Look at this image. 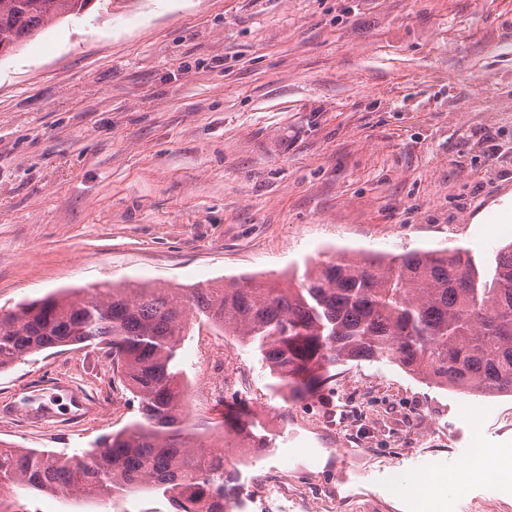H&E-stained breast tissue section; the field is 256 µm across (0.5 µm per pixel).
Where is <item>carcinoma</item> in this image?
<instances>
[{
  "mask_svg": "<svg viewBox=\"0 0 512 512\" xmlns=\"http://www.w3.org/2000/svg\"><path fill=\"white\" fill-rule=\"evenodd\" d=\"M93 0H0V56ZM197 319L257 345L277 385L306 398L341 362L388 358L407 373L474 395L512 393V244L496 251L491 279H476L463 250L390 257L345 255L316 262L297 285L255 277L219 287L110 284L65 289L0 314V370L27 355L105 345L138 418L65 456L0 443V512H28L41 495L104 504L147 489L173 512H227L224 455L185 425L186 386L178 351ZM251 411L224 408V434L251 448Z\"/></svg>",
  "mask_w": 512,
  "mask_h": 512,
  "instance_id": "obj_1",
  "label": "carcinoma"
}]
</instances>
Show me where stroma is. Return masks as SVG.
Instances as JSON below:
<instances>
[{"label": "stroma", "mask_w": 512, "mask_h": 512, "mask_svg": "<svg viewBox=\"0 0 512 512\" xmlns=\"http://www.w3.org/2000/svg\"><path fill=\"white\" fill-rule=\"evenodd\" d=\"M512 241V0H94L0 58V308L68 288L253 275L343 252ZM244 371L267 447L224 467L232 512H512V395L474 396L386 358L310 400L255 345L194 325L189 424L224 437L202 371ZM105 348L0 371V441L73 455L137 419ZM295 493L273 486L281 468ZM419 478L387 497L383 476Z\"/></svg>", "instance_id": "35a3bbf8"}]
</instances>
